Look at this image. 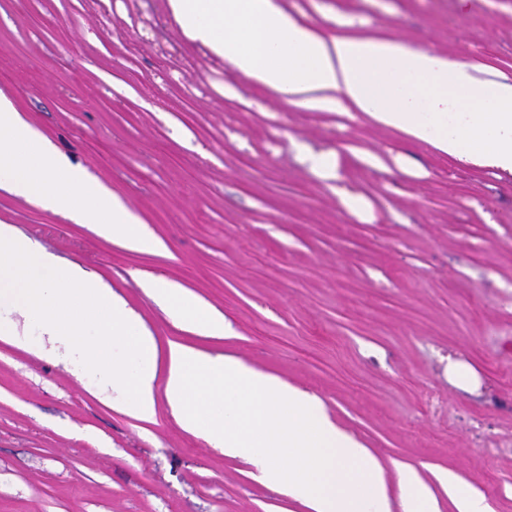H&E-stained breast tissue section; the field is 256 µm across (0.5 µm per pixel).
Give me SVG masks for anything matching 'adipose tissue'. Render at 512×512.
<instances>
[{
  "label": "adipose tissue",
  "mask_w": 512,
  "mask_h": 512,
  "mask_svg": "<svg viewBox=\"0 0 512 512\" xmlns=\"http://www.w3.org/2000/svg\"><path fill=\"white\" fill-rule=\"evenodd\" d=\"M184 33L242 76L316 110H358L462 161L512 174V78L484 80L471 64L385 39L324 38L275 0H169ZM0 190L72 217L107 240L158 252L164 243L111 192L72 165L0 94ZM184 329L224 333V317L167 281L147 283ZM39 341H32V334ZM0 341L63 356L94 375L104 404L156 415L155 340L101 279L64 265L0 221ZM403 512H439L414 468L398 471Z\"/></svg>",
  "instance_id": "1"
}]
</instances>
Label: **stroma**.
<instances>
[{"instance_id": "1", "label": "stroma", "mask_w": 512, "mask_h": 512, "mask_svg": "<svg viewBox=\"0 0 512 512\" xmlns=\"http://www.w3.org/2000/svg\"><path fill=\"white\" fill-rule=\"evenodd\" d=\"M318 33L394 39L512 78V0H276ZM0 0V92L166 249L98 237L0 191V220L98 274L170 344L237 358L317 396L381 463L450 472L512 512V174L368 114L308 111L186 36L169 0ZM332 154L337 176L311 168ZM359 197L348 211L341 193ZM223 315L181 328L144 283ZM456 359L472 389L448 379ZM94 375L0 342V512H307L184 431L142 422Z\"/></svg>"}]
</instances>
